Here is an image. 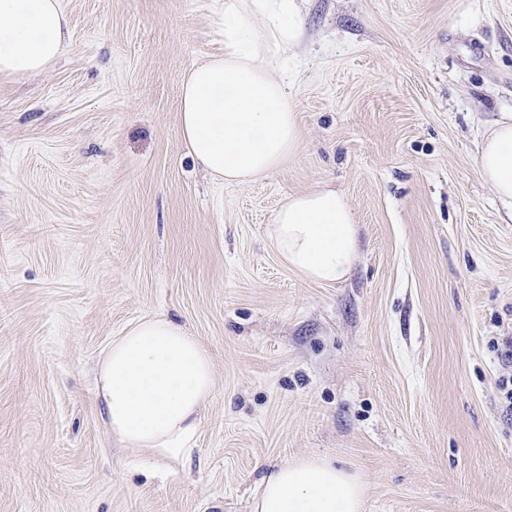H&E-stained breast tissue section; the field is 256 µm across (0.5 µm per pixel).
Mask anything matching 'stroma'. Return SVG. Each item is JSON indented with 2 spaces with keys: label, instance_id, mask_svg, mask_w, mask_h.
Here are the masks:
<instances>
[{
  "label": "stroma",
  "instance_id": "1",
  "mask_svg": "<svg viewBox=\"0 0 512 512\" xmlns=\"http://www.w3.org/2000/svg\"><path fill=\"white\" fill-rule=\"evenodd\" d=\"M45 71L0 75V512H253L302 456L362 512H512V218L477 147L512 114V0H301L298 152L212 179L182 82L224 52V0H60ZM328 183L360 247L334 286L267 236ZM162 314L214 359L188 463L105 430L97 361Z\"/></svg>",
  "mask_w": 512,
  "mask_h": 512
}]
</instances>
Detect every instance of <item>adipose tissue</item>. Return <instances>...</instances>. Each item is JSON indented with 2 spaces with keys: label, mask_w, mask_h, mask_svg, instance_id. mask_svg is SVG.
I'll return each instance as SVG.
<instances>
[{
  "label": "adipose tissue",
  "mask_w": 512,
  "mask_h": 512,
  "mask_svg": "<svg viewBox=\"0 0 512 512\" xmlns=\"http://www.w3.org/2000/svg\"><path fill=\"white\" fill-rule=\"evenodd\" d=\"M300 31L299 0H224V53L198 61L180 92L183 140L213 178L247 183L297 153L284 64ZM68 34L58 0H0V73L44 71ZM478 150L482 178L512 208V115L483 136ZM268 235L291 271L328 286L347 279L359 247L347 198L329 185L289 196ZM214 389L211 353L162 316L127 328L98 362L97 391L112 438L168 464L190 458ZM363 492L355 474L301 457L261 479L253 512H361Z\"/></svg>",
  "instance_id": "1"
}]
</instances>
